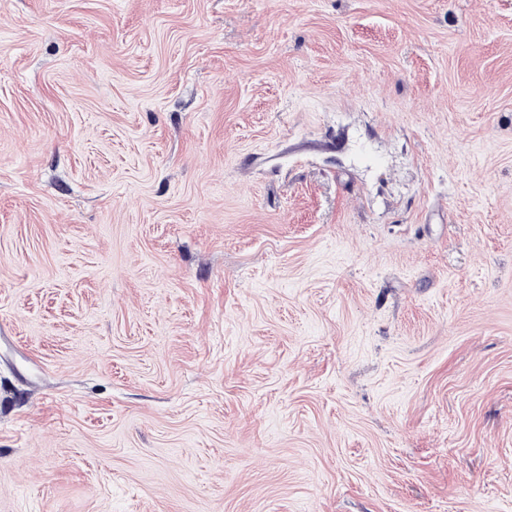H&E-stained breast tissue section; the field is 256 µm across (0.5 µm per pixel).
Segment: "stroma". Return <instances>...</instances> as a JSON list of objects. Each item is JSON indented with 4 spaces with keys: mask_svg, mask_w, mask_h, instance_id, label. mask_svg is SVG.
I'll use <instances>...</instances> for the list:
<instances>
[{
    "mask_svg": "<svg viewBox=\"0 0 512 512\" xmlns=\"http://www.w3.org/2000/svg\"><path fill=\"white\" fill-rule=\"evenodd\" d=\"M0 512H512V0H0Z\"/></svg>",
    "mask_w": 512,
    "mask_h": 512,
    "instance_id": "obj_1",
    "label": "stroma"
}]
</instances>
